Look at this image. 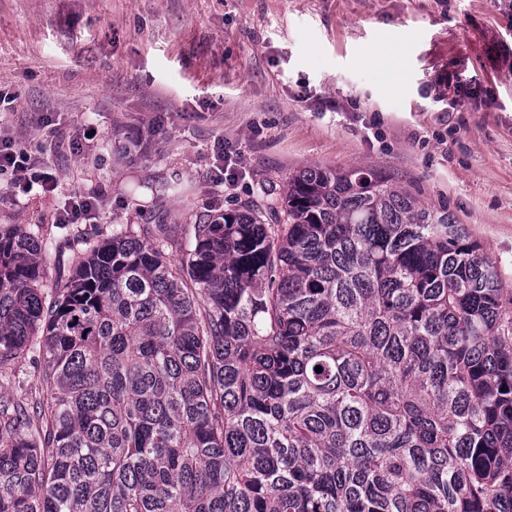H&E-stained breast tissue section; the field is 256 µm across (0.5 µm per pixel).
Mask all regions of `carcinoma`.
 <instances>
[{
	"mask_svg": "<svg viewBox=\"0 0 512 512\" xmlns=\"http://www.w3.org/2000/svg\"><path fill=\"white\" fill-rule=\"evenodd\" d=\"M143 231L47 296L0 230V512H512V293L447 208L315 165ZM37 354L28 352L21 358L16 359L9 365L4 366L0 372V392L9 394L14 397L26 398L30 397L28 387L20 390L18 387V380L29 379L34 373V366H36Z\"/></svg>",
	"mask_w": 512,
	"mask_h": 512,
	"instance_id": "1",
	"label": "carcinoma"
}]
</instances>
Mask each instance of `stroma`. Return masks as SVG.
I'll return each instance as SVG.
<instances>
[{
    "label": "stroma",
    "mask_w": 512,
    "mask_h": 512,
    "mask_svg": "<svg viewBox=\"0 0 512 512\" xmlns=\"http://www.w3.org/2000/svg\"><path fill=\"white\" fill-rule=\"evenodd\" d=\"M0 89V136L57 178L0 197V229L50 245L44 290L113 225L191 224L311 165L448 207L512 289V0H0ZM75 194L96 218L57 223Z\"/></svg>",
    "instance_id": "1"
}]
</instances>
